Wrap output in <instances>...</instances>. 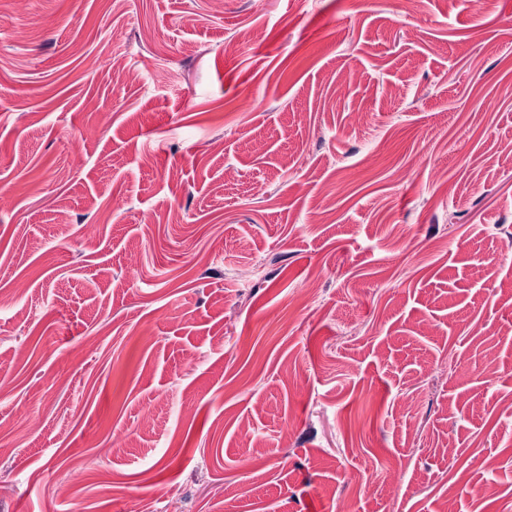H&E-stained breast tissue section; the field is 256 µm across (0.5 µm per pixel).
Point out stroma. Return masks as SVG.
<instances>
[{
  "instance_id": "stroma-1",
  "label": "stroma",
  "mask_w": 512,
  "mask_h": 512,
  "mask_svg": "<svg viewBox=\"0 0 512 512\" xmlns=\"http://www.w3.org/2000/svg\"><path fill=\"white\" fill-rule=\"evenodd\" d=\"M1 14L0 512H501L512 0Z\"/></svg>"
}]
</instances>
